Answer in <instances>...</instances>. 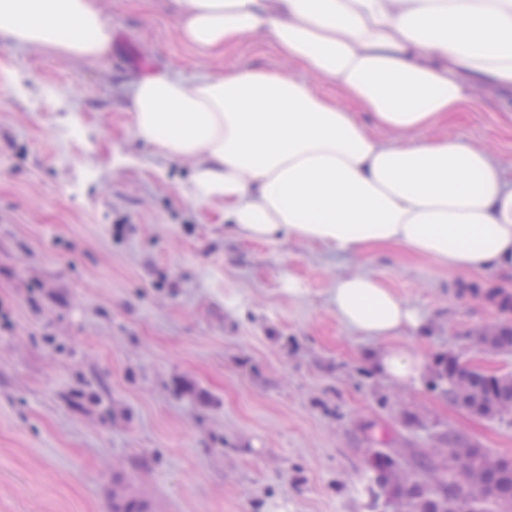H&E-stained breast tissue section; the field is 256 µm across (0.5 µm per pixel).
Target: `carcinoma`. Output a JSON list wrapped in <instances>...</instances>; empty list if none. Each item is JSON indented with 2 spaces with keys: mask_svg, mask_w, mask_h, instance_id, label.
Here are the masks:
<instances>
[{
  "mask_svg": "<svg viewBox=\"0 0 512 512\" xmlns=\"http://www.w3.org/2000/svg\"><path fill=\"white\" fill-rule=\"evenodd\" d=\"M455 448H470V469L482 485L481 498L474 500L473 512H509L512 509V472L505 464L491 465L493 454L469 446L463 438L452 440ZM461 477L454 458L437 462L430 457L403 471L402 481L392 488L405 512H448L444 504L461 492Z\"/></svg>",
  "mask_w": 512,
  "mask_h": 512,
  "instance_id": "1",
  "label": "carcinoma"
}]
</instances>
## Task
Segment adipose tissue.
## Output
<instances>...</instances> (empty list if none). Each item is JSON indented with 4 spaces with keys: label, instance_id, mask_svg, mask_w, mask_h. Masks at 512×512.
I'll list each match as a JSON object with an SVG mask.
<instances>
[{
    "label": "adipose tissue",
    "instance_id": "adipose-tissue-1",
    "mask_svg": "<svg viewBox=\"0 0 512 512\" xmlns=\"http://www.w3.org/2000/svg\"><path fill=\"white\" fill-rule=\"evenodd\" d=\"M181 38L203 53L261 36L280 69L232 64L189 81L147 75L132 88L134 134L188 161L185 194L224 203L248 240L338 253L399 247L451 270L512 272V180L496 156L415 131L464 110L473 90L512 88V0H175ZM13 45L94 63L112 51L96 0H0ZM333 82L318 96L289 65ZM367 120H360V113ZM395 133L382 139L381 131ZM337 319L386 341L376 370L402 384L424 359L392 345L426 318L367 273L337 278Z\"/></svg>",
    "mask_w": 512,
    "mask_h": 512
}]
</instances>
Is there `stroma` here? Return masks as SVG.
Listing matches in <instances>:
<instances>
[{"instance_id": "35a3bbf8", "label": "stroma", "mask_w": 512, "mask_h": 512, "mask_svg": "<svg viewBox=\"0 0 512 512\" xmlns=\"http://www.w3.org/2000/svg\"><path fill=\"white\" fill-rule=\"evenodd\" d=\"M98 4L112 51L94 63L0 35V512H400L368 489L378 454L408 465L461 434L512 457V413L434 385L450 356L512 372L476 342L512 325L488 298L512 273L226 234L223 203L183 192L191 163L136 139L129 94L283 60L259 39L199 52L173 0ZM475 94L416 136L488 148L512 180V91ZM357 273L426 316L398 339L425 359L416 382L380 376V341L338 321L336 279Z\"/></svg>"}]
</instances>
